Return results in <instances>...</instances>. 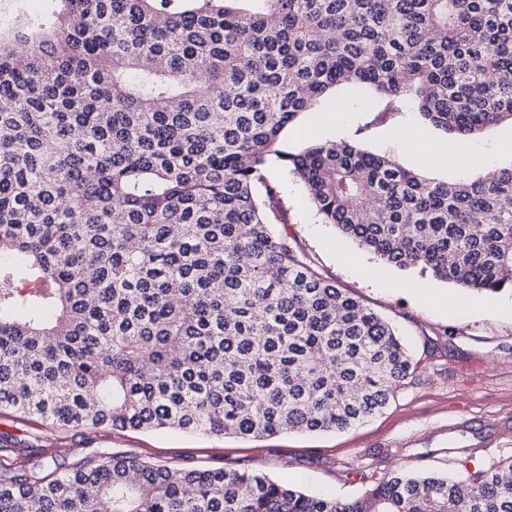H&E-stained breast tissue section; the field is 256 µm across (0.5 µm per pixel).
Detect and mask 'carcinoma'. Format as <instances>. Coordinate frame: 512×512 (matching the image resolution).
Returning <instances> with one entry per match:
<instances>
[{"label":"carcinoma","mask_w":512,"mask_h":512,"mask_svg":"<svg viewBox=\"0 0 512 512\" xmlns=\"http://www.w3.org/2000/svg\"><path fill=\"white\" fill-rule=\"evenodd\" d=\"M0 32V409L49 426L345 430L412 371L278 235L277 162L399 269L512 292V167L435 181L341 139L278 148L338 85L459 139L512 124V0H59ZM512 512V463L397 469L342 502L114 454L0 481V512Z\"/></svg>","instance_id":"1"}]
</instances>
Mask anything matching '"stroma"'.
<instances>
[{
	"instance_id": "35a3bbf8",
	"label": "stroma",
	"mask_w": 512,
	"mask_h": 512,
	"mask_svg": "<svg viewBox=\"0 0 512 512\" xmlns=\"http://www.w3.org/2000/svg\"><path fill=\"white\" fill-rule=\"evenodd\" d=\"M350 114L336 124L327 107L300 113L280 138L297 153L316 142L356 140L362 148L394 156L405 168L437 180L476 177L473 169L426 164L416 138L449 151L458 142L414 114L399 122L360 109L338 91ZM467 149L512 165V126L488 128ZM271 178L286 235L323 277L386 319L405 341L414 369L388 409L342 431L284 432L265 438L176 431L50 428L40 419L0 410V480L19 473L43 476L55 464L69 468L120 453L184 469L262 471L309 491L342 500L361 497L397 468L458 476L512 462V294L470 296L419 271L381 263L373 254L322 223L303 187L286 168Z\"/></svg>"
}]
</instances>
